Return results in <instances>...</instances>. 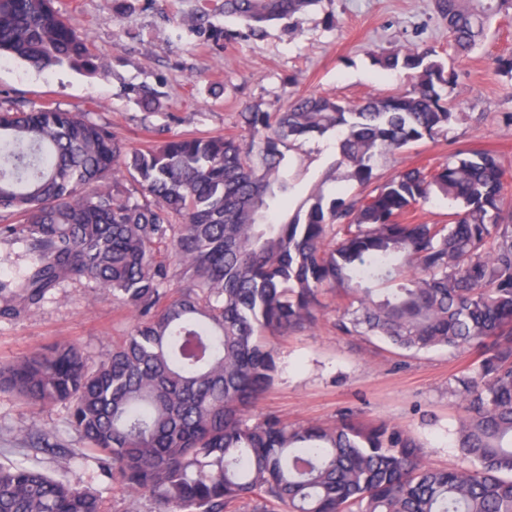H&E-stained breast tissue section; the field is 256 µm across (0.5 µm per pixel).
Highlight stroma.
I'll list each match as a JSON object with an SVG mask.
<instances>
[{"instance_id":"stroma-1","label":"stroma","mask_w":512,"mask_h":512,"mask_svg":"<svg viewBox=\"0 0 512 512\" xmlns=\"http://www.w3.org/2000/svg\"><path fill=\"white\" fill-rule=\"evenodd\" d=\"M434 0H320L296 29L287 21L262 36L217 48L190 20L208 12L212 21L237 28L225 17L224 0H56V7L104 57L109 75L90 78L67 67L40 72L24 62L0 60V95L31 107L52 102L70 111H91L134 145L154 131L193 134L237 132L244 105L280 112L296 93L328 95L350 103L406 88L407 79L377 68L373 54L421 43L448 51V30ZM512 58V14L498 18L487 41L452 58L450 93L463 117L447 135L422 140L379 160L386 178L417 164L438 166L457 152L493 153L512 175V74L497 67ZM152 90L154 109L138 100ZM308 171L298 185L305 199L315 185L325 194L334 183L319 176L336 156L333 138L299 145ZM339 305L320 297L317 322L275 339L278 374L251 410L253 418L277 416L293 425L332 423L351 413L364 422H386L409 431L438 467L461 462L456 437L462 412L456 379L476 366L475 353L441 347L416 354L373 338L337 335ZM129 317L108 292L76 284L53 291L38 307L0 316V360H12L57 343L78 344L93 361L104 357L129 328ZM22 463L77 487L97 489L105 512H155L149 497L131 496L81 451V443L56 405L29 406L0 393V464Z\"/></svg>"}]
</instances>
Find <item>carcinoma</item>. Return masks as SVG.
Instances as JSON below:
<instances>
[{"mask_svg":"<svg viewBox=\"0 0 512 512\" xmlns=\"http://www.w3.org/2000/svg\"><path fill=\"white\" fill-rule=\"evenodd\" d=\"M319 0H224L261 36ZM456 55L478 49L512 0H435ZM192 25L237 38L206 13ZM38 70L108 69L54 0H0V59ZM410 88L358 105L301 94L240 113L241 134L172 133L140 147L89 112L0 101V241L25 262L0 279V316L69 284L102 288L130 315L93 362L73 343L0 361V392L62 404L112 481L158 512H512V204L486 151L377 182V159L448 133L452 74L432 47L373 57ZM336 137L324 180L286 222L302 138ZM359 189L353 196L343 184ZM448 200L446 224L410 210ZM346 301L334 328L402 351L478 354L456 379L464 465L437 468L406 431L344 417L293 426L251 408L277 373L271 338L316 323L319 295ZM0 512H104L98 492L0 466Z\"/></svg>","mask_w":512,"mask_h":512,"instance_id":"1","label":"carcinoma"}]
</instances>
